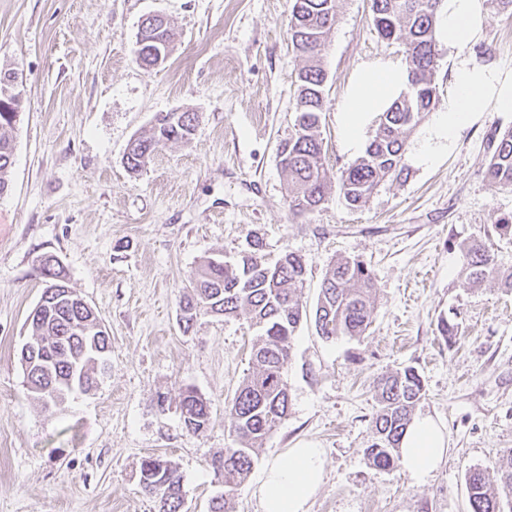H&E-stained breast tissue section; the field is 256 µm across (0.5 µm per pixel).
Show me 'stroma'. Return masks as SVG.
<instances>
[{
  "mask_svg": "<svg viewBox=\"0 0 512 512\" xmlns=\"http://www.w3.org/2000/svg\"><path fill=\"white\" fill-rule=\"evenodd\" d=\"M290 0H0V67L22 71L25 94L14 133L10 188L0 196V512H158L139 485L155 454L182 477L184 512H209L224 487L211 459L233 444L229 405L251 364L246 316L206 315L183 330L180 301L209 257L230 260L260 240V256L283 250L307 266L306 310L286 376L287 417L265 441L234 512H259L264 466L297 443L325 451V478L309 512H469L466 474L498 467L512 448V292L492 280L468 284L460 246L484 239L503 271L512 239L492 220L512 212V189L484 172L487 139L512 127V112H481L447 158L409 166L367 204L338 190L308 217L288 212L278 148L294 132L297 72ZM166 16L174 50L163 66L135 60L141 20ZM481 63L512 70V16L489 10ZM402 64L380 38L370 0H337L323 53L326 109L320 132L329 180L355 160L342 146L337 108L358 67ZM197 113L188 144L170 143L141 172L127 169L128 143L157 113ZM54 255L68 285L103 320L112 373L95 390L45 408L25 385L19 352ZM357 256L372 272V324L359 338L318 335L322 279ZM457 314L455 344L440 318ZM406 366L422 376L416 413L438 418L448 455L419 483L401 467L370 466L376 380ZM194 388L212 424L188 433L179 401Z\"/></svg>",
  "mask_w": 512,
  "mask_h": 512,
  "instance_id": "1",
  "label": "stroma"
}]
</instances>
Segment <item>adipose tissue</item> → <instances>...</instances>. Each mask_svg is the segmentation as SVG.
<instances>
[{
    "mask_svg": "<svg viewBox=\"0 0 512 512\" xmlns=\"http://www.w3.org/2000/svg\"><path fill=\"white\" fill-rule=\"evenodd\" d=\"M488 19L486 0H441L436 21L438 42L455 49V89L439 110L421 145L409 156L416 166H429L447 154L459 133L478 112H512V70L477 62L464 49L476 45ZM407 83L404 68L382 61L363 64L348 85L338 108L343 144L362 150L365 129L387 110ZM400 464L422 482L439 468L448 453L444 424L432 415L413 417L400 440ZM325 473L323 449L303 445L288 449L262 471L256 488L261 512H308L310 499Z\"/></svg>",
    "mask_w": 512,
    "mask_h": 512,
    "instance_id": "ef3b65f1",
    "label": "adipose tissue"
}]
</instances>
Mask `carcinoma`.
Listing matches in <instances>:
<instances>
[{"instance_id":"1","label":"carcinoma","mask_w":512,"mask_h":512,"mask_svg":"<svg viewBox=\"0 0 512 512\" xmlns=\"http://www.w3.org/2000/svg\"><path fill=\"white\" fill-rule=\"evenodd\" d=\"M440 0H371V22L379 37L403 47L408 88L387 111L377 116L374 138L364 155L338 177L337 187L348 205L361 207L374 190L388 179L405 174V134L437 102L435 73L439 59L435 24ZM336 0H291L288 22L293 52L304 60L297 74L298 95L295 133L280 144L288 149V209L293 215L311 214L319 209L330 190L324 167L323 139L319 114L325 110L326 73L322 52L335 20ZM197 115L182 112L174 119L152 125L134 138L126 164L134 172L143 170L159 147L169 142L188 143ZM16 123L10 113L0 112V195L7 191L13 164ZM490 159L485 178L498 187H512V127L496 129L488 138ZM463 272L472 284L488 279L512 289V273L502 272L485 244L473 239L462 244ZM40 272L46 288H65L66 274L58 260L45 256ZM306 266L301 256L285 251L273 264H265L248 251L234 262L209 258L191 283L181 305L183 331H189L201 315L249 316L256 329L251 352V371L243 379L229 408L235 445L211 460L224 493L212 498L210 512H232L236 487L249 476L253 457L266 438L287 416L291 404L284 368L290 359L295 331L302 317V290ZM373 278L369 268L356 257L338 259L327 271L315 312L318 333L326 338L360 337L369 329L374 309ZM50 316L30 323L36 346L67 344L69 352L52 357L50 371L25 375L28 389L35 385L53 387L62 399L72 395L69 379L84 373L88 387L97 386V366L87 358L77 361L83 342L93 327L101 324L90 307L75 300L57 299ZM438 332L448 343L459 333V322L442 318ZM425 395L421 375L411 366L381 377L377 383L378 409L374 417V439L365 448L369 464L390 469L400 457L399 443L411 421L416 404ZM180 418L185 430L194 435L212 423L210 406L194 389L181 394ZM500 481L512 492V448L500 464ZM142 491L158 501L159 512H183L181 476L170 462L148 456L140 466ZM470 512H504L495 487L479 468L466 475Z\"/></svg>"}]
</instances>
